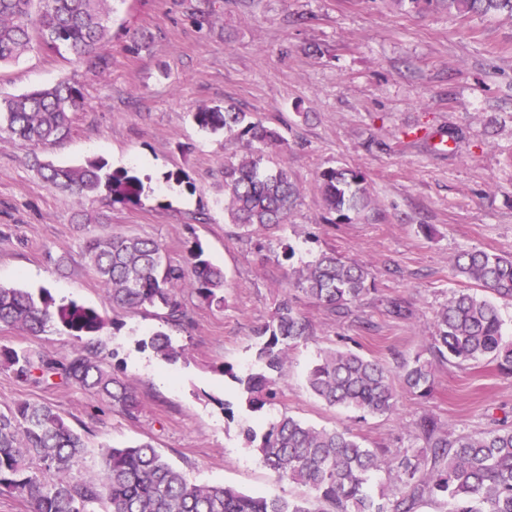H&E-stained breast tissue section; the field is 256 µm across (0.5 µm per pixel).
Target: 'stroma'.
<instances>
[{
  "label": "stroma",
  "instance_id": "obj_1",
  "mask_svg": "<svg viewBox=\"0 0 512 512\" xmlns=\"http://www.w3.org/2000/svg\"><path fill=\"white\" fill-rule=\"evenodd\" d=\"M108 68L41 51L0 68V94H19L63 77L85 88L88 105L65 140L23 147L0 133V285L98 307L104 290L84 247L113 232L151 238L183 262L200 241L227 281L223 308L188 300L190 324L176 330L148 313L121 315L93 345L128 376L145 409L127 420L81 388L44 389L0 370V406L49 402L85 437L82 470L103 467V447L151 442L195 483L229 485L265 497H306L308 488L277 479L245 438L281 414L318 428L337 427L385 452L415 444L422 415L469 434L512 426V376L481 361L437 364L432 393L398 391L383 416L326 406L305 384L319 353L350 348L396 368L430 343L436 311L464 288L452 274L464 249L512 254V16L459 17L409 11L403 0H112ZM148 46L132 54V34ZM232 104L279 130L288 147L270 161L286 165L300 190L287 224L242 233L224 214L225 155L243 152L224 133L192 120L202 107ZM454 136L450 146L442 139ZM104 158L131 168L142 202L99 210L84 224L73 199L47 187L33 158L77 164ZM365 172L371 206L341 224L326 222L320 171ZM185 171L190 185L167 180ZM295 249L281 257L283 244ZM366 264L374 277L354 314L331 316L304 296L295 305L312 333L288 351L286 383L270 405L251 412L240 388L217 367L247 372L258 330L289 290L290 268L322 252ZM408 318L387 314L392 299ZM169 333L185 349L157 358L143 339ZM60 356L71 337L0 330V346Z\"/></svg>",
  "mask_w": 512,
  "mask_h": 512
}]
</instances>
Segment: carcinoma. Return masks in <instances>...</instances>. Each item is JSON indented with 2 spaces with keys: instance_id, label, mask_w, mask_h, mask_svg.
<instances>
[{
  "instance_id": "1",
  "label": "carcinoma",
  "mask_w": 512,
  "mask_h": 512,
  "mask_svg": "<svg viewBox=\"0 0 512 512\" xmlns=\"http://www.w3.org/2000/svg\"><path fill=\"white\" fill-rule=\"evenodd\" d=\"M111 0H0V67L36 48L70 55L93 70L106 69L112 42L108 26ZM420 12L443 6L460 16L512 13V0H405ZM87 104L84 88L67 78L19 95L0 97V132L23 145L67 137L75 116ZM196 124L224 132L245 152L224 157V211L247 230L271 229L288 222L299 191L284 166H267L266 150L285 139L261 120H248L234 106L206 107L193 113ZM42 180L83 207L137 206L144 190L133 171L105 170L98 159L61 166L35 160ZM318 186L329 213L350 220L370 203L367 177L360 170L331 167L320 172ZM85 262L107 297L96 308L58 299L50 289L33 292L0 285V329L33 335L56 329L77 345L55 358L42 350L0 346V368L17 379L50 388L54 379L91 392L128 420H139L143 402L133 385L114 374L105 359L83 340L107 326L117 329L122 312H163L167 322L187 319L185 294L208 308H224L226 279L201 242L188 248L184 262L170 260L156 240L112 233L87 240ZM456 275L492 293L490 300L470 289L453 292L436 314L430 357L405 359L394 374L382 363L350 349L325 352L309 369L311 393L329 407L353 408L379 416L396 409L394 379L419 397L431 394L435 361L462 364L487 359L512 376V342L503 338L497 302L512 303V254L463 250L454 259ZM289 285L331 314L346 316L370 291L369 268L322 252L307 265L289 271ZM309 324L286 294L258 331L256 367L243 375L227 365L217 371L242 386L247 408L260 411L277 393L288 349L309 335ZM156 357L175 361L184 348L163 331L142 342ZM261 463L277 478L309 488V498L247 495L229 486L197 484L186 478L149 442L105 449L97 473L78 468L83 436L47 402L19 401L0 409V493L22 498L28 512H415L425 498L447 512H512V427L475 435H455L432 416L416 423L421 445L391 453L364 447L346 430L317 428L283 414L262 434L245 433ZM387 475L390 492L369 489L372 473Z\"/></svg>"
}]
</instances>
